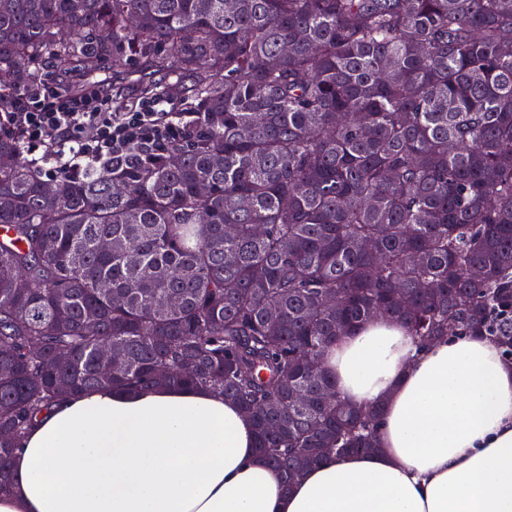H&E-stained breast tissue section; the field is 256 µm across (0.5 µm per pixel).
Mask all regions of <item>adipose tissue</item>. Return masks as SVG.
I'll use <instances>...</instances> for the list:
<instances>
[{"label":"adipose tissue","mask_w":512,"mask_h":512,"mask_svg":"<svg viewBox=\"0 0 512 512\" xmlns=\"http://www.w3.org/2000/svg\"><path fill=\"white\" fill-rule=\"evenodd\" d=\"M323 368L343 401L380 407L374 452L329 456L288 487L221 394L100 389L31 428L0 512H512V359L494 341L420 348L375 320Z\"/></svg>","instance_id":"1"}]
</instances>
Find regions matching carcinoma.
<instances>
[{
	"label": "carcinoma",
	"mask_w": 512,
	"mask_h": 512,
	"mask_svg": "<svg viewBox=\"0 0 512 512\" xmlns=\"http://www.w3.org/2000/svg\"><path fill=\"white\" fill-rule=\"evenodd\" d=\"M511 43L512 0H0V113L48 60L135 65L113 97L161 77L191 115L80 180L0 123V495L68 395L217 391L290 485L323 448L376 449L378 408L321 399L340 337L452 324L512 353Z\"/></svg>",
	"instance_id": "carcinoma-1"
}]
</instances>
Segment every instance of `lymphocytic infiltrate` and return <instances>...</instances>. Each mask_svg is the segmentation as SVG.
<instances>
[{"label": "lymphocytic infiltrate", "instance_id": "obj_1", "mask_svg": "<svg viewBox=\"0 0 512 512\" xmlns=\"http://www.w3.org/2000/svg\"><path fill=\"white\" fill-rule=\"evenodd\" d=\"M82 76L64 79L54 100L45 101L40 91L24 94L18 106L24 139L22 150L39 155L51 172L86 179L111 168L118 135L140 137L146 125L163 122L170 131L185 123L186 113L160 94L143 102L136 112H113L108 98L91 107L71 94L72 86L83 84Z\"/></svg>", "mask_w": 512, "mask_h": 512}]
</instances>
